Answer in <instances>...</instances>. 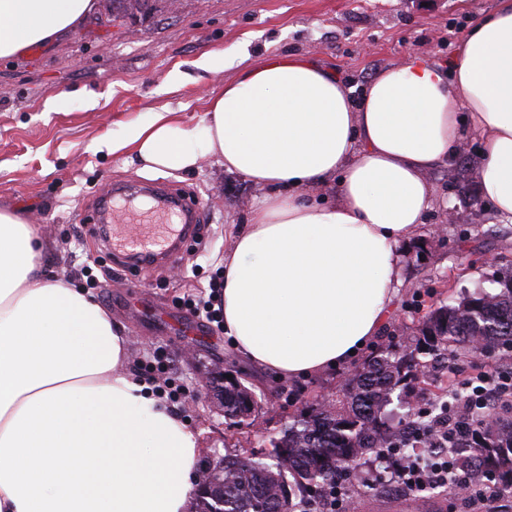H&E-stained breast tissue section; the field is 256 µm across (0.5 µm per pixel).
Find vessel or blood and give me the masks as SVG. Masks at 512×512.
Returning <instances> with one entry per match:
<instances>
[{"instance_id":"1","label":"vessel or blood","mask_w":512,"mask_h":512,"mask_svg":"<svg viewBox=\"0 0 512 512\" xmlns=\"http://www.w3.org/2000/svg\"><path fill=\"white\" fill-rule=\"evenodd\" d=\"M201 215L199 198L171 194L157 199L144 216L134 206L131 194L117 191L111 202L92 215L91 224H108V249L121 259L125 271L131 272L151 262L176 260Z\"/></svg>"}]
</instances>
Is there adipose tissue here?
Here are the masks:
<instances>
[{"label":"adipose tissue","instance_id":"ef3b65f1","mask_svg":"<svg viewBox=\"0 0 512 512\" xmlns=\"http://www.w3.org/2000/svg\"><path fill=\"white\" fill-rule=\"evenodd\" d=\"M96 0H0V60L76 28ZM495 218L512 224V0L441 64L413 52L354 97L305 56L243 66L206 98L201 129L161 108L112 151L140 170L202 157L266 193L224 256V332L296 378L349 363L401 284L402 243L433 209L427 175L467 132ZM332 189L333 201L316 193ZM50 247L0 209V512H189L197 435L127 371L130 339L71 287Z\"/></svg>","mask_w":512,"mask_h":512}]
</instances>
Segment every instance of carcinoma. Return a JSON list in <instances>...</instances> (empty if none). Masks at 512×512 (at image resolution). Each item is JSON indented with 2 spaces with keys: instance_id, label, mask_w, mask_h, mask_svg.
Segmentation results:
<instances>
[{
  "instance_id": "1",
  "label": "carcinoma",
  "mask_w": 512,
  "mask_h": 512,
  "mask_svg": "<svg viewBox=\"0 0 512 512\" xmlns=\"http://www.w3.org/2000/svg\"><path fill=\"white\" fill-rule=\"evenodd\" d=\"M107 3L118 12L151 8V0ZM496 283L494 293L478 291L433 309L411 344L379 349L340 383L336 397L301 411L273 442L272 462L224 458L222 495L215 497L212 489L195 493L192 512H312V504L337 484L354 483L356 471L347 460L383 458L430 423L417 411L404 422L391 419L387 407L396 390L430 378L433 364H456L479 348L490 357L512 354V266L499 271ZM244 399L233 383L224 384V416L238 419ZM422 448L428 455L447 452L474 489L490 480L498 490L512 491V410L496 413L485 425L480 411L468 408L447 447Z\"/></svg>"
}]
</instances>
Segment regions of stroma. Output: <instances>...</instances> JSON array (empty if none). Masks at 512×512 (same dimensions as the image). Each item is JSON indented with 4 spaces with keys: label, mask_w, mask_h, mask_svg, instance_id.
Here are the masks:
<instances>
[{
    "label": "stroma",
    "mask_w": 512,
    "mask_h": 512,
    "mask_svg": "<svg viewBox=\"0 0 512 512\" xmlns=\"http://www.w3.org/2000/svg\"><path fill=\"white\" fill-rule=\"evenodd\" d=\"M497 0H180L178 10L158 0L155 10L101 24H84L7 62H0V208L19 211L37 235L55 244V269L77 286L95 277L92 294L112 322L132 339L129 373L144 381L143 367L162 353L166 375L182 388L165 404L197 434L200 465L214 455L264 459L307 406L335 394L353 372L342 365L320 374L284 378L251 364L216 325L198 318L187 295L208 298L220 276L236 225L263 195L240 176L203 158L191 172L150 176L107 146L125 123L145 121L169 106L185 126L201 125L205 92L233 79L240 61L254 64L271 53L312 57L362 88L378 72L419 52L444 62L474 23ZM223 52L217 71L201 65ZM483 145L466 136L452 165L427 175L434 209L404 243L402 284L390 319L367 345L375 352L417 335L428 312L482 289H492L499 269L512 265V224L495 223L482 200L476 164ZM197 194L205 218L201 237L181 260L146 268L126 286L110 275L111 255L89 236L83 221L96 209L102 186L149 180ZM465 213L444 224L446 209ZM441 233H434L435 225ZM193 355H185L186 345ZM229 373L251 390L258 407L249 420L225 418L206 379ZM383 460L366 456L351 496L356 512H483L448 491L412 492L386 487L376 495L366 478L383 472Z\"/></svg>",
    "instance_id": "stroma-1"
}]
</instances>
